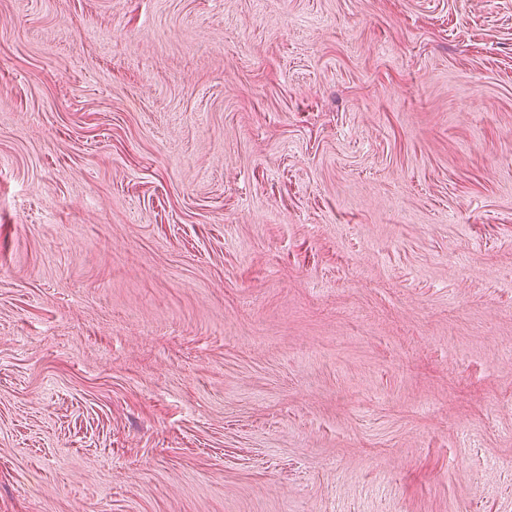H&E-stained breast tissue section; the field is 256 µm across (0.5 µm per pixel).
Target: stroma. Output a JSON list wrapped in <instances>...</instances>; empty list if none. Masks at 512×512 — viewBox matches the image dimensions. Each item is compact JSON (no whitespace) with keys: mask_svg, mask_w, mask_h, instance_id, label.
Returning <instances> with one entry per match:
<instances>
[{"mask_svg":"<svg viewBox=\"0 0 512 512\" xmlns=\"http://www.w3.org/2000/svg\"><path fill=\"white\" fill-rule=\"evenodd\" d=\"M0 512H512V0H0Z\"/></svg>","mask_w":512,"mask_h":512,"instance_id":"obj_1","label":"stroma"}]
</instances>
